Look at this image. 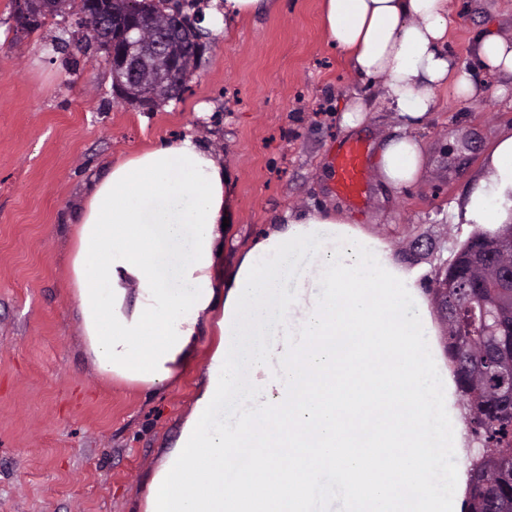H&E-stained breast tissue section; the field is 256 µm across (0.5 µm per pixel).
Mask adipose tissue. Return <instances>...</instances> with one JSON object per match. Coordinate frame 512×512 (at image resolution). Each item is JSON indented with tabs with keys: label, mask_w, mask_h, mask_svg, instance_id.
<instances>
[{
	"label": "adipose tissue",
	"mask_w": 512,
	"mask_h": 512,
	"mask_svg": "<svg viewBox=\"0 0 512 512\" xmlns=\"http://www.w3.org/2000/svg\"><path fill=\"white\" fill-rule=\"evenodd\" d=\"M449 2L322 0L321 12L351 71L382 80L387 107L418 124L441 86L474 104L487 91L483 74L512 82V40L479 34L471 69L446 52ZM375 160L387 183L406 186L420 174L421 141L386 140ZM233 212L227 169L191 134L112 164L78 210L71 286L87 353L102 375L166 387L194 362L200 336L213 329L219 336L180 434L150 478L143 512H292L293 481L305 502L322 500L323 488L336 483V461L318 451L335 447L337 419L363 406L328 379L336 371L329 336L343 325L352 336L388 337L389 351L401 353L436 331L415 273L345 215H284L228 267L222 223ZM456 217L512 223V133L487 152ZM240 348L246 360L236 357ZM242 365L250 385L243 410L230 415L225 404ZM436 373L401 363L373 370L372 381L384 397L404 395L415 416ZM264 416L287 422L283 445L303 465L288 477L244 472L240 494L227 497L224 453L241 444L266 447L260 430L244 425ZM360 438L367 448L457 443L449 427L402 441L379 421L364 426Z\"/></svg>",
	"instance_id": "obj_1"
}]
</instances>
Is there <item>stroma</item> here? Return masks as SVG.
<instances>
[{"label": "stroma", "mask_w": 512, "mask_h": 512, "mask_svg": "<svg viewBox=\"0 0 512 512\" xmlns=\"http://www.w3.org/2000/svg\"><path fill=\"white\" fill-rule=\"evenodd\" d=\"M485 30L512 40V0H451L447 48L459 65L473 67ZM210 32L187 90L142 112L116 99L103 54L85 51L79 11L20 34L11 0H0V512H140L217 344L200 337L193 365L156 391L104 377L88 356L70 253L77 208L112 163L200 137L233 180L230 266L285 212L336 209L425 289L476 230L454 210L486 150L512 131L511 84L487 76L484 100L469 107L438 88L418 180L387 186L368 160L356 205L337 193L331 163L348 140L341 105L363 98L358 139L371 150L410 126L328 43L321 0H278Z\"/></svg>", "instance_id": "35a3bbf8"}]
</instances>
